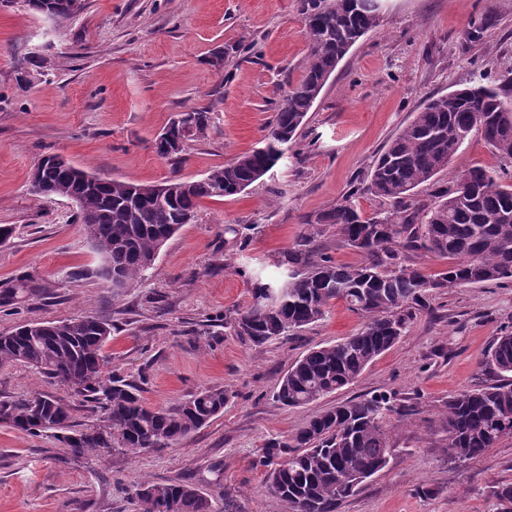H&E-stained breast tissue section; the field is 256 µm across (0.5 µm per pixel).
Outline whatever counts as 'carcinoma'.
Returning <instances> with one entry per match:
<instances>
[{
	"label": "carcinoma",
	"instance_id": "cac0c4a2",
	"mask_svg": "<svg viewBox=\"0 0 512 512\" xmlns=\"http://www.w3.org/2000/svg\"><path fill=\"white\" fill-rule=\"evenodd\" d=\"M26 9L68 20L62 0H24ZM380 0H305L308 59L303 78L283 96L268 126L265 144L210 170L195 181L169 179L144 185L102 178L50 154L31 173L32 191L61 197L77 208L76 223L103 264L78 276H96L126 288L153 269L161 246L196 219L205 198L237 195L271 171L292 145L326 82L349 50L377 25ZM210 110L179 113L155 140L162 158L181 160L189 138L201 135ZM474 133L512 163V70L494 80L481 73L464 88L432 97L378 156L368 190L393 202L391 212L365 217L345 200L303 227L277 276L254 282L252 302L224 318L241 339L262 346L290 336L324 318L341 299L366 318L345 339L309 350L281 380L276 398L287 407L314 403L354 382L402 335L408 310L435 289L512 279V184L480 166L456 172L430 205L414 200L415 190L448 168V161ZM366 254L359 266L314 255L318 237L329 229ZM425 250L453 263L435 277L406 265ZM35 292L24 277L0 282V307ZM112 325L94 316L36 322L0 335V364L20 363L57 380L103 414L102 423L75 434L70 401L35 392L0 399V423L27 433H53L75 458L102 448L137 455L188 437L224 411L228 394L211 387L169 408L146 405L137 385L108 370L104 347ZM483 366L499 381L448 398L442 428L448 457L467 462L512 436V333L496 337ZM388 394L350 400L313 416L300 430L267 440L261 448L269 467L270 493L292 512H337L340 503L367 478L383 470L392 452L385 419L402 415ZM137 512H215L212 502L184 482H143L135 490Z\"/></svg>",
	"mask_w": 512,
	"mask_h": 512
}]
</instances>
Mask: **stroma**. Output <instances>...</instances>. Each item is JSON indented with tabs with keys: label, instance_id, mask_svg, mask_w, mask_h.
<instances>
[{
	"label": "stroma",
	"instance_id": "obj_1",
	"mask_svg": "<svg viewBox=\"0 0 512 512\" xmlns=\"http://www.w3.org/2000/svg\"><path fill=\"white\" fill-rule=\"evenodd\" d=\"M303 0H85L57 23L22 4L0 10V281L43 285L0 308V332L25 322L96 315L113 324L104 348L112 369L137 382L145 403L166 408L219 386L222 414L167 448L121 449L72 458L64 443L0 424V512H135L141 482L183 480L217 512H291L271 495L260 464L272 437L292 434L325 408L374 393L410 411L387 427L388 466L338 512H499L494 492L512 483V437L464 463L448 460L440 425L452 394L489 383L481 362L495 336L512 332V281L435 290L414 309L399 340L356 381L313 404L288 408L274 393L310 348L356 333L364 319L340 300L324 319L256 347L224 326L252 300L256 275L277 270L306 216L352 198L364 215L389 210L366 189L376 156L431 96L475 74L512 69V0H383L375 28L340 61L295 144L238 195L203 199L193 223L160 249L145 279L123 289L82 277L102 257L74 222V203L30 190L35 164L57 154L90 173L159 184L197 180L259 147L273 108L302 78L307 42ZM493 23L468 41L471 19ZM223 51L224 66L211 60ZM40 57L28 86L23 58ZM209 108L211 122L182 161L159 157L156 136L180 112ZM480 165L512 183L480 136L446 172L420 186L432 201L453 172ZM67 396L65 386L20 365L0 366V397Z\"/></svg>",
	"mask_w": 512,
	"mask_h": 512
}]
</instances>
